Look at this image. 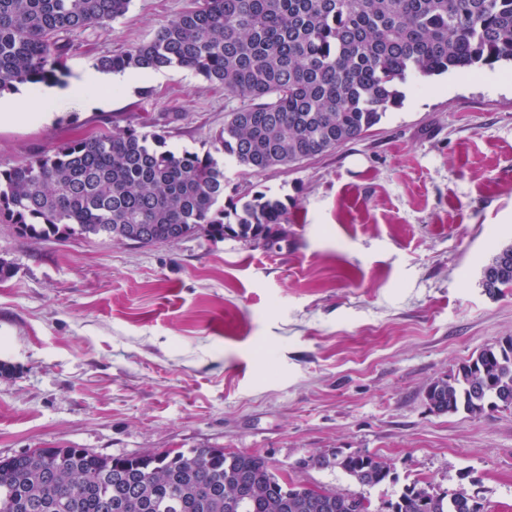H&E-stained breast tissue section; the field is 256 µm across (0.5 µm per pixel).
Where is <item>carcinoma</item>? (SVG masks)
<instances>
[{
    "mask_svg": "<svg viewBox=\"0 0 512 512\" xmlns=\"http://www.w3.org/2000/svg\"><path fill=\"white\" fill-rule=\"evenodd\" d=\"M131 0H0V94L65 82L70 36L109 31ZM512 63V0H193L147 42L103 55V71L185 67L224 87L214 151H177L132 127L69 140L0 170V216L32 237L79 235L143 246L196 233L280 247L288 204L263 192L224 198V155L260 173L291 167L377 125L411 80ZM512 244L482 270L491 292L512 288ZM440 414L512 409V337L435 380ZM359 485L392 479L369 453L318 456ZM369 512L365 497L280 480L260 456L191 448L109 457L85 448L0 456V512ZM388 512H485L481 498L406 486Z\"/></svg>",
    "mask_w": 512,
    "mask_h": 512,
    "instance_id": "cac0c4a2",
    "label": "carcinoma"
}]
</instances>
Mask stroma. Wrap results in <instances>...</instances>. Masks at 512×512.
I'll use <instances>...</instances> for the list:
<instances>
[{"instance_id": "obj_1", "label": "stroma", "mask_w": 512, "mask_h": 512, "mask_svg": "<svg viewBox=\"0 0 512 512\" xmlns=\"http://www.w3.org/2000/svg\"><path fill=\"white\" fill-rule=\"evenodd\" d=\"M191 0H132L111 31L72 35L71 79L149 41ZM512 65L404 87L362 138L291 167L224 165L225 197L286 200L288 240L198 235L150 247L23 236L0 218V456L221 448L283 481L361 493L371 512L414 481L512 512V411L433 413L428 384L512 336V288L482 268L512 243ZM189 68L110 104L59 103L51 126L0 125V169L115 128L203 152L234 108ZM367 451L392 481L312 465Z\"/></svg>"}]
</instances>
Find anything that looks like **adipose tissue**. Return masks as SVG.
Segmentation results:
<instances>
[{"instance_id":"ef3b65f1","label":"adipose tissue","mask_w":512,"mask_h":512,"mask_svg":"<svg viewBox=\"0 0 512 512\" xmlns=\"http://www.w3.org/2000/svg\"><path fill=\"white\" fill-rule=\"evenodd\" d=\"M145 76L142 70L104 73L93 69L68 85H46L16 97L0 98V123L50 125L56 118L54 105L58 100L77 97L91 106L100 103L101 91L131 84Z\"/></svg>"}]
</instances>
